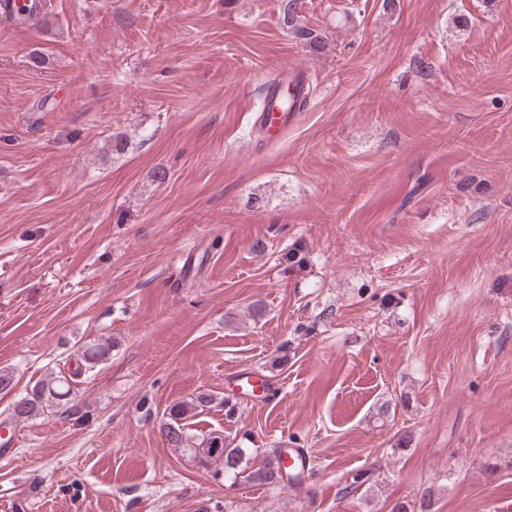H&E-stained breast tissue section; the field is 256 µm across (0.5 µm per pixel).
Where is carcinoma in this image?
<instances>
[{"instance_id": "carcinoma-1", "label": "carcinoma", "mask_w": 512, "mask_h": 512, "mask_svg": "<svg viewBox=\"0 0 512 512\" xmlns=\"http://www.w3.org/2000/svg\"><path fill=\"white\" fill-rule=\"evenodd\" d=\"M281 21L283 25L291 29L295 34L307 40L311 46L323 49L327 45V36L312 29H306L299 25L295 0H282ZM297 92L283 101H292L293 107H302L312 93L311 86L298 80L295 82ZM106 349L99 344H89L81 351V365L71 375H57L48 381L39 384L32 390V395H27L14 402L11 412L3 425L16 423L28 419L45 408L60 407L69 404L78 392V377L82 371L94 368L103 360ZM215 397L206 392H201L194 398L177 402L169 409V417L162 424L161 430L165 438L175 448H185L200 458L205 464H222L224 472L234 476L242 474L240 463L245 449L231 448L224 443L221 436L203 437L197 441L191 440L184 430V422L202 413L211 407ZM282 450H274L265 456L257 468L249 472L247 481L262 486L279 487L288 484V470L283 468Z\"/></svg>"}]
</instances>
